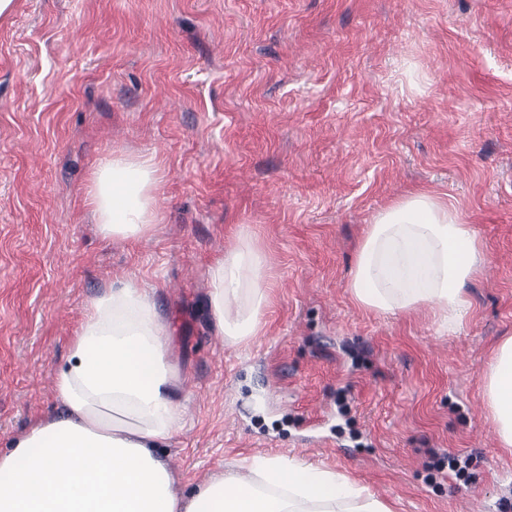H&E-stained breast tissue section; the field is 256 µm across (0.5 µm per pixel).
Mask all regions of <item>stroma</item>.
<instances>
[{"label": "stroma", "mask_w": 512, "mask_h": 512, "mask_svg": "<svg viewBox=\"0 0 512 512\" xmlns=\"http://www.w3.org/2000/svg\"><path fill=\"white\" fill-rule=\"evenodd\" d=\"M163 166L159 221L102 239L82 192L110 155ZM415 190L485 251L470 318L359 307L363 233ZM249 228L272 268L247 350L208 267ZM173 328L186 487L242 458L349 475L394 512H512L483 367L512 335V0H14L0 18V451L112 275Z\"/></svg>", "instance_id": "35a3bbf8"}]
</instances>
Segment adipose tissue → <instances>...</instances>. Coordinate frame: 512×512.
Segmentation results:
<instances>
[{
    "label": "adipose tissue",
    "instance_id": "ef3b65f1",
    "mask_svg": "<svg viewBox=\"0 0 512 512\" xmlns=\"http://www.w3.org/2000/svg\"><path fill=\"white\" fill-rule=\"evenodd\" d=\"M162 165L113 156L94 169L83 202L106 240L138 241L158 222ZM478 237L447 198L410 193L367 225L347 283L352 300L383 313L430 309L444 327L471 315L467 287L483 270ZM269 271L253 235L208 268V307L219 336L244 347L269 304ZM484 397L501 448L512 451V336L493 350ZM59 412L43 415L0 452V512H392L348 476L286 458L237 462L183 489L162 450L183 405L169 326L140 282L107 283L85 305L55 372Z\"/></svg>",
    "mask_w": 512,
    "mask_h": 512
}]
</instances>
